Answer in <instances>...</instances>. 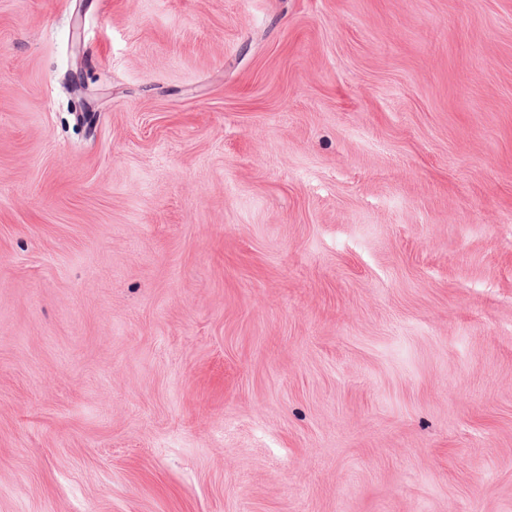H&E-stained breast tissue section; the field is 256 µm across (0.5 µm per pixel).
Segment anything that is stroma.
<instances>
[{"label":"stroma","instance_id":"35a3bbf8","mask_svg":"<svg viewBox=\"0 0 512 512\" xmlns=\"http://www.w3.org/2000/svg\"><path fill=\"white\" fill-rule=\"evenodd\" d=\"M0 512H512V0H0Z\"/></svg>","mask_w":512,"mask_h":512}]
</instances>
